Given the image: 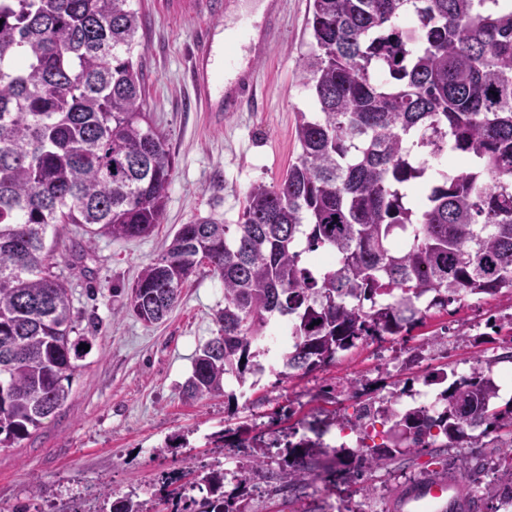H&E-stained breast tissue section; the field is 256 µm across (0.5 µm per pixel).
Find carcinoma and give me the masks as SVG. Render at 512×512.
Returning <instances> with one entry per match:
<instances>
[{
    "mask_svg": "<svg viewBox=\"0 0 512 512\" xmlns=\"http://www.w3.org/2000/svg\"><path fill=\"white\" fill-rule=\"evenodd\" d=\"M413 12L419 40L396 21ZM303 86L317 112H301L298 161L274 184L248 190L239 223L182 224L146 265L125 308L157 323L197 268L224 285L219 335L199 349L184 394L225 393L265 371L257 344L284 324L289 371H309L369 339L399 336L468 295L512 294V0H308ZM143 20L134 0H0V446L39 429L70 396L87 342L48 230L77 224L136 239L163 215L175 168L166 137L142 102ZM384 67L387 82L371 71ZM334 256L330 265L303 255ZM512 349L476 357L467 375L437 373L444 410L407 416L390 400L367 403L392 423L391 444L356 469H381L402 449L486 448L499 433L497 480L512 487V405L492 406V366ZM241 439L250 467L283 447L276 490L307 486L323 457L317 442ZM472 480L480 454L464 453ZM226 473L203 477L207 496L171 512H240L224 497ZM101 512H144L105 494Z\"/></svg>",
    "mask_w": 512,
    "mask_h": 512,
    "instance_id": "carcinoma-1",
    "label": "carcinoma"
}]
</instances>
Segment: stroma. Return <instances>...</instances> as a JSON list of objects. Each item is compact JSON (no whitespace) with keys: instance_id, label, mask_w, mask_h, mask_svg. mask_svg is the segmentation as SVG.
I'll list each match as a JSON object with an SVG mask.
<instances>
[{"instance_id":"obj_1","label":"stroma","mask_w":512,"mask_h":512,"mask_svg":"<svg viewBox=\"0 0 512 512\" xmlns=\"http://www.w3.org/2000/svg\"><path fill=\"white\" fill-rule=\"evenodd\" d=\"M138 6L145 20L143 104L175 157L166 210L150 235L131 240L90 242L81 227L57 226L55 259L71 287L76 332L87 337L89 349L68 402L28 438L0 447V512H99L108 491L132 495L146 512H170V496L202 498L199 481L207 472L240 468L246 490L228 483L224 494L238 498L242 512H394L402 489L436 465L430 450L376 470L370 495L336 473L311 475L294 497L272 491L264 478L281 468L278 449H269L256 471L247 468L246 455L216 447L214 438L301 429L330 411L355 414L369 398L412 394L429 374L465 371L473 358L500 353L504 337L489 322L512 314V296L465 297L406 335L368 341L308 373L268 371L252 387L228 382L235 394L230 404L220 396L186 399L183 386L196 352L218 334L223 284L207 266L198 267L159 324L138 320L123 304L141 269L161 257L179 225L205 217L238 223L250 185L276 182L296 162L297 114L315 107L299 81L309 48L302 31L307 0H283L282 34L258 63V102L228 115L199 111L187 80L197 32L225 25L227 16L209 11L206 0H195L189 10L174 8L172 0H138ZM85 241L91 247L81 260L75 250ZM440 331L443 344L431 346ZM353 379L362 380L361 395L347 391Z\"/></svg>"}]
</instances>
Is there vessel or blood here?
I'll return each instance as SVG.
<instances>
[{
    "label": "vessel or blood",
    "mask_w": 512,
    "mask_h": 512,
    "mask_svg": "<svg viewBox=\"0 0 512 512\" xmlns=\"http://www.w3.org/2000/svg\"><path fill=\"white\" fill-rule=\"evenodd\" d=\"M224 31L226 35L251 40L255 53L246 58L224 53L217 47L216 28L201 29L194 43L189 75L199 107L205 112L212 111L219 94L223 95L228 112L242 111L256 101V53L279 33L277 0H268L262 15H235ZM393 508L395 512H476L478 502L460 477L434 472L405 487Z\"/></svg>",
    "instance_id": "1"
}]
</instances>
